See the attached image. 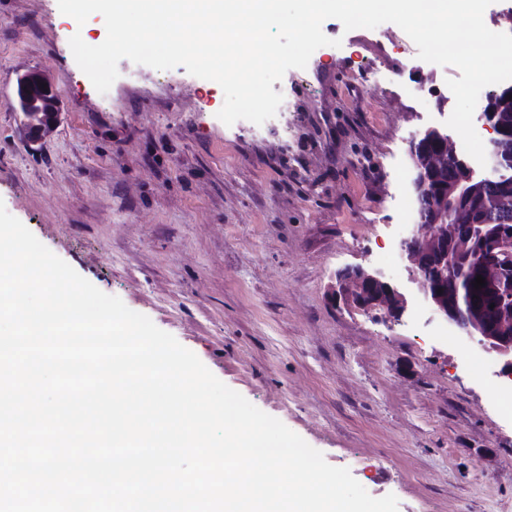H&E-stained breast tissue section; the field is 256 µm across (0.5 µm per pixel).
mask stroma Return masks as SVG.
I'll return each instance as SVG.
<instances>
[{
  "label": "stroma",
  "mask_w": 512,
  "mask_h": 512,
  "mask_svg": "<svg viewBox=\"0 0 512 512\" xmlns=\"http://www.w3.org/2000/svg\"><path fill=\"white\" fill-rule=\"evenodd\" d=\"M288 70V110L225 125L218 83L185 67L118 64L98 93L57 0H0V202L102 292L193 351L223 383L348 468L398 512H512V412L465 337L434 318L401 240L415 207L409 144L444 128L452 66L431 69L405 32L344 30ZM35 69L60 121L30 144L13 109ZM409 312L334 306L338 271L374 269Z\"/></svg>",
  "instance_id": "obj_1"
}]
</instances>
